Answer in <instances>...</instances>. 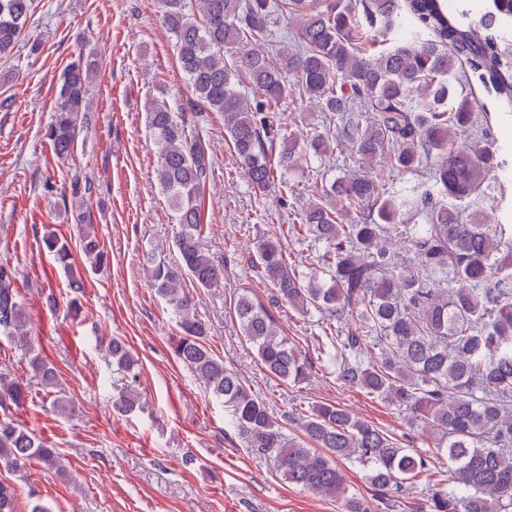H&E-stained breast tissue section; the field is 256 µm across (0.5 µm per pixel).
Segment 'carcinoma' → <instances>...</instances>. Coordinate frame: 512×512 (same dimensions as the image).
<instances>
[{"label":"carcinoma","instance_id":"cac0c4a2","mask_svg":"<svg viewBox=\"0 0 512 512\" xmlns=\"http://www.w3.org/2000/svg\"><path fill=\"white\" fill-rule=\"evenodd\" d=\"M161 21L175 38L192 107L216 112L252 188L287 189V173L302 159L348 148L362 160L358 173L313 187L315 200L293 225L298 236L323 244L318 266L301 270L282 247L256 243L252 263L288 306L327 321L317 337L327 364L346 385L406 411L424 425L437 453L448 457V484L432 495V512H512V224L497 219L502 195L488 175L507 160L494 147L488 121L466 94L462 62L478 69L512 107V68L500 42L512 32V0H162ZM286 8L297 21L291 46L269 44L273 13ZM31 0H0V58L11 54L31 19ZM397 35L385 46L387 35ZM96 61L80 57L58 82L47 136L60 159L74 155L89 112ZM250 85L248 95L240 83ZM311 99L338 132L315 127L282 134L269 122L292 88ZM146 123L158 158L156 180L177 232L176 259L152 251L146 274L154 294L174 314L180 335L175 358L232 416L245 447L277 464L288 483L343 500L345 512H368L349 492L338 461L366 470L380 495L407 490L433 470L431 457L336 403H321L292 417L310 445L295 440L224 360L205 345L187 285L224 284V261L202 243L201 194L214 158L185 113L162 98L146 104ZM278 161L272 162L277 144ZM419 179L398 185L399 175ZM352 221L342 223L341 217ZM400 240L415 253L405 261L388 243ZM45 245L83 287L68 241L50 232ZM79 251L90 267L105 254L91 231ZM353 310L357 321L336 328L329 320ZM233 312L244 340L265 370L294 386L308 378V360L281 334L278 323L248 289ZM25 317L14 273L0 266V336L23 344L31 380L0 371V407H24L30 381L52 388L56 371L23 335ZM107 354L131 371L135 359L112 338ZM130 390L112 408L131 413ZM32 461L66 473L60 454L46 448L16 419L0 417V472H19ZM22 490L0 478V512H22Z\"/></svg>","mask_w":512,"mask_h":512}]
</instances>
